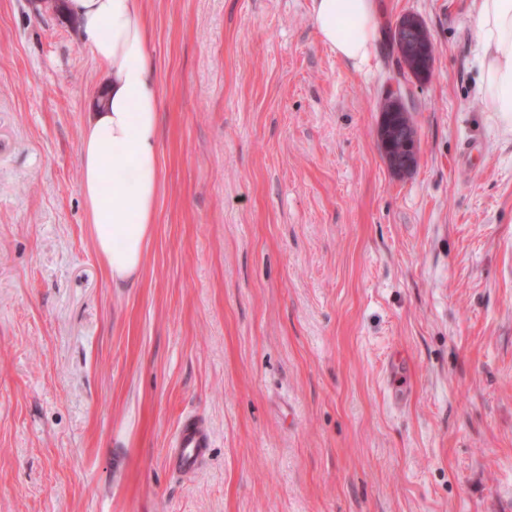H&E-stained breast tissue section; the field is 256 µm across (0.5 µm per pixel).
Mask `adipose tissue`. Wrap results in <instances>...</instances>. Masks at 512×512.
Instances as JSON below:
<instances>
[{"label": "adipose tissue", "instance_id": "adipose-tissue-1", "mask_svg": "<svg viewBox=\"0 0 512 512\" xmlns=\"http://www.w3.org/2000/svg\"><path fill=\"white\" fill-rule=\"evenodd\" d=\"M82 46L104 72L81 144V189L97 252L114 285L141 271L161 187L159 108L144 0H67ZM322 41L360 64L377 44V0H311ZM478 86L512 134V0H477Z\"/></svg>", "mask_w": 512, "mask_h": 512}]
</instances>
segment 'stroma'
<instances>
[{"label":"stroma","mask_w":512,"mask_h":512,"mask_svg":"<svg viewBox=\"0 0 512 512\" xmlns=\"http://www.w3.org/2000/svg\"><path fill=\"white\" fill-rule=\"evenodd\" d=\"M145 8L162 182L117 287L80 186L103 74L72 18L0 0V512H512V136L474 0H379L360 68L310 0ZM406 13L435 54L399 178L376 131ZM190 412L211 448L179 474Z\"/></svg>","instance_id":"35a3bbf8"}]
</instances>
